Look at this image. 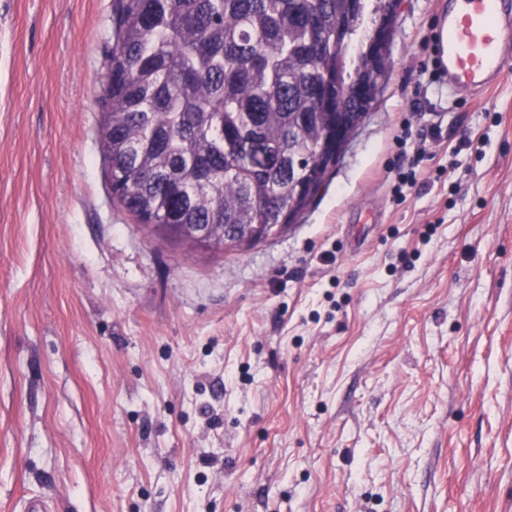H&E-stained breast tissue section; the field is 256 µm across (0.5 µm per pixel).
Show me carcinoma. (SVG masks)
I'll return each instance as SVG.
<instances>
[{
	"mask_svg": "<svg viewBox=\"0 0 512 512\" xmlns=\"http://www.w3.org/2000/svg\"><path fill=\"white\" fill-rule=\"evenodd\" d=\"M368 0H118L102 97L112 198L181 237L237 241L292 224L328 165L336 84L366 76L346 49Z\"/></svg>",
	"mask_w": 512,
	"mask_h": 512,
	"instance_id": "1",
	"label": "carcinoma"
}]
</instances>
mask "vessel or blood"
I'll use <instances>...</instances> for the list:
<instances>
[{
    "label": "vessel or blood",
    "instance_id": "obj_1",
    "mask_svg": "<svg viewBox=\"0 0 512 512\" xmlns=\"http://www.w3.org/2000/svg\"><path fill=\"white\" fill-rule=\"evenodd\" d=\"M437 61L449 94L485 91L512 66V0H448Z\"/></svg>",
    "mask_w": 512,
    "mask_h": 512
}]
</instances>
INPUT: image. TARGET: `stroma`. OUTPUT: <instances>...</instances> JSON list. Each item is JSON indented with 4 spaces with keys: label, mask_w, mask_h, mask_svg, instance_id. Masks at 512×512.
<instances>
[{
    "label": "stroma",
    "mask_w": 512,
    "mask_h": 512,
    "mask_svg": "<svg viewBox=\"0 0 512 512\" xmlns=\"http://www.w3.org/2000/svg\"><path fill=\"white\" fill-rule=\"evenodd\" d=\"M440 4L296 223L202 250L112 199L116 0H0V512H512V68L449 95Z\"/></svg>",
    "instance_id": "stroma-1"
}]
</instances>
